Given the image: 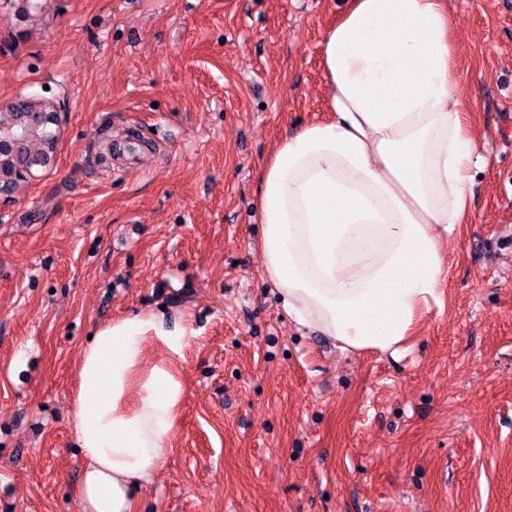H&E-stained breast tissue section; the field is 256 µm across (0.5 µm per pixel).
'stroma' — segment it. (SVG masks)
Returning a JSON list of instances; mask_svg holds the SVG:
<instances>
[{"label": "stroma", "instance_id": "stroma-1", "mask_svg": "<svg viewBox=\"0 0 512 512\" xmlns=\"http://www.w3.org/2000/svg\"><path fill=\"white\" fill-rule=\"evenodd\" d=\"M347 0H0V109L61 113L53 167L0 201V512H83L71 400L94 329L192 327L167 460L136 512H512V0H449L486 161L445 308L405 357L288 321L257 173L320 118Z\"/></svg>", "mask_w": 512, "mask_h": 512}]
</instances>
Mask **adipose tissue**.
<instances>
[{"label": "adipose tissue", "mask_w": 512, "mask_h": 512, "mask_svg": "<svg viewBox=\"0 0 512 512\" xmlns=\"http://www.w3.org/2000/svg\"><path fill=\"white\" fill-rule=\"evenodd\" d=\"M325 117L284 133L259 173L262 269L288 319L344 352L400 357L442 308L445 245L485 145L456 95L448 0H349L318 44ZM189 327L134 313L82 349L72 400L85 512H135L165 463ZM169 358L144 362L148 343Z\"/></svg>", "instance_id": "ef3b65f1"}]
</instances>
